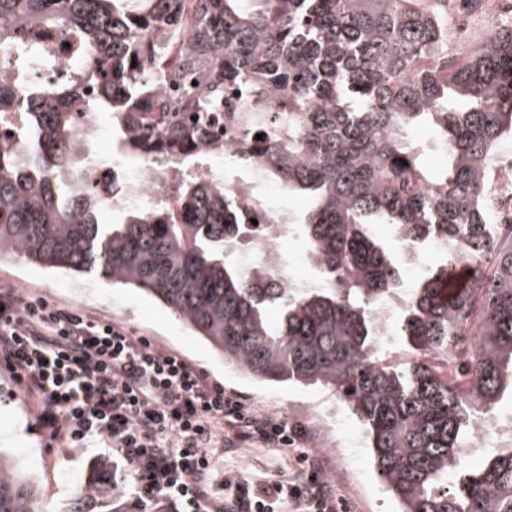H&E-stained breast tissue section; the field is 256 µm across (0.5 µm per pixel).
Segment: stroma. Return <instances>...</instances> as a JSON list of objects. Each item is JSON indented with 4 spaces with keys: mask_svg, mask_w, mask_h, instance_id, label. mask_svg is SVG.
Here are the masks:
<instances>
[{
    "mask_svg": "<svg viewBox=\"0 0 512 512\" xmlns=\"http://www.w3.org/2000/svg\"><path fill=\"white\" fill-rule=\"evenodd\" d=\"M0 283L35 290L56 303L122 322L158 347L181 353L247 408L303 422L309 430L305 449L320 460L323 474L345 503L346 512H396L398 504L369 455L353 463L342 448L336 447L332 421L338 399L334 391L319 386H260L246 381L216 361L208 347L170 311L132 289L105 285L94 276L56 273L7 260L0 262ZM0 448L10 449L23 470L36 479L44 512H105L106 506L100 501H76L75 491L97 460L110 459L109 449L55 447L24 395L1 368ZM296 466L293 455H280L246 441L225 452L220 468L251 479L284 480Z\"/></svg>",
    "mask_w": 512,
    "mask_h": 512,
    "instance_id": "stroma-1",
    "label": "stroma"
}]
</instances>
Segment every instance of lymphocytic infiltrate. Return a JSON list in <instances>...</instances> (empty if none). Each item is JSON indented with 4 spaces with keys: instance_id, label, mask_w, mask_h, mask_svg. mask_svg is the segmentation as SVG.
<instances>
[{
    "instance_id": "obj_1",
    "label": "lymphocytic infiltrate",
    "mask_w": 512,
    "mask_h": 512,
    "mask_svg": "<svg viewBox=\"0 0 512 512\" xmlns=\"http://www.w3.org/2000/svg\"><path fill=\"white\" fill-rule=\"evenodd\" d=\"M0 365L60 448H108L123 512H340L299 423L253 413L174 351L122 323L0 284ZM257 440L299 470L257 483L220 473L214 449Z\"/></svg>"
}]
</instances>
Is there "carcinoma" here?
I'll return each mask as SVG.
<instances>
[{
	"instance_id": "1",
	"label": "carcinoma",
	"mask_w": 512,
	"mask_h": 512,
	"mask_svg": "<svg viewBox=\"0 0 512 512\" xmlns=\"http://www.w3.org/2000/svg\"><path fill=\"white\" fill-rule=\"evenodd\" d=\"M250 2L0 0V116L25 129L16 145L0 141V261L137 289L256 384L336 390L400 512H512V448L479 470L466 462L477 421L512 390V224L492 223L483 204L494 150L512 139V29L460 53L421 0ZM45 29L91 63L36 83L55 47L29 34ZM168 29L173 38H155ZM239 89L252 112L272 104L279 123L270 140L243 136L230 162L264 163L309 197L296 223L310 288L242 269L245 219L223 183L179 178L153 208L101 223L108 191L85 162L95 130L76 139L82 114L110 113L129 161L200 162L221 99ZM168 93L173 109L158 122ZM422 125L433 142L412 137ZM433 144L448 153L439 175L424 160ZM371 224L392 225L401 245L439 247L395 316L418 361L381 355L374 309L402 271ZM455 267L469 286L450 293ZM77 496L109 503L112 485L94 473ZM0 512H43L35 479L1 448Z\"/></svg>"
}]
</instances>
